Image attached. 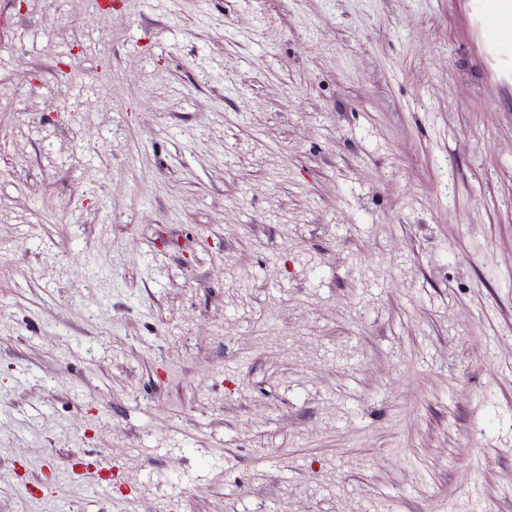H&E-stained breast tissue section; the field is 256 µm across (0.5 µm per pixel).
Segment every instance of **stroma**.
I'll list each match as a JSON object with an SVG mask.
<instances>
[{"label": "stroma", "mask_w": 512, "mask_h": 512, "mask_svg": "<svg viewBox=\"0 0 512 512\" xmlns=\"http://www.w3.org/2000/svg\"><path fill=\"white\" fill-rule=\"evenodd\" d=\"M0 512H512L470 0H0Z\"/></svg>", "instance_id": "obj_1"}]
</instances>
